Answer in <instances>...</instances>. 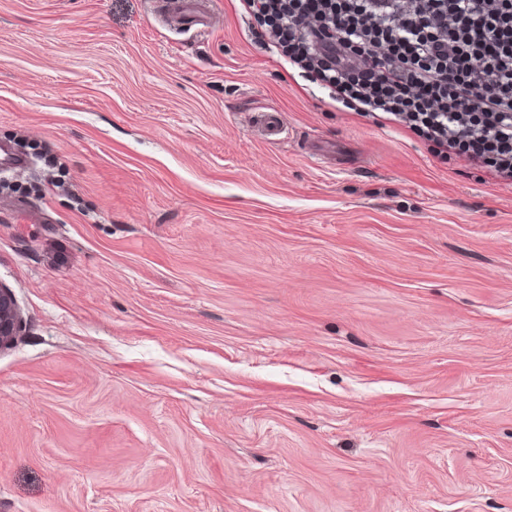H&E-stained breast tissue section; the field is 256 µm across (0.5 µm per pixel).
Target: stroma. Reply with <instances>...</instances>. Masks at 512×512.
Returning a JSON list of instances; mask_svg holds the SVG:
<instances>
[{"instance_id":"1","label":"stroma","mask_w":512,"mask_h":512,"mask_svg":"<svg viewBox=\"0 0 512 512\" xmlns=\"http://www.w3.org/2000/svg\"><path fill=\"white\" fill-rule=\"evenodd\" d=\"M159 7L0 0V512H512V179ZM21 326L19 306L13 293L0 285V348L19 335Z\"/></svg>"}]
</instances>
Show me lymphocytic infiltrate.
Masks as SVG:
<instances>
[{"label":"lymphocytic infiltrate","mask_w":512,"mask_h":512,"mask_svg":"<svg viewBox=\"0 0 512 512\" xmlns=\"http://www.w3.org/2000/svg\"><path fill=\"white\" fill-rule=\"evenodd\" d=\"M349 109L512 177V0H242ZM314 16L323 28L308 27Z\"/></svg>","instance_id":"1"}]
</instances>
